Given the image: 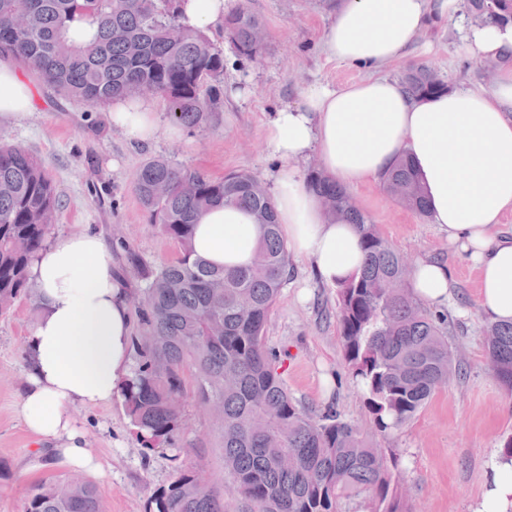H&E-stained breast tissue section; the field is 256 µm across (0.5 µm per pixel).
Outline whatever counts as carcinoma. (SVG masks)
Wrapping results in <instances>:
<instances>
[{
	"label": "carcinoma",
	"mask_w": 512,
	"mask_h": 512,
	"mask_svg": "<svg viewBox=\"0 0 512 512\" xmlns=\"http://www.w3.org/2000/svg\"><path fill=\"white\" fill-rule=\"evenodd\" d=\"M187 0H0V56L36 71L62 95L90 105L159 96L186 128L213 122L221 107L224 52L204 31L182 22ZM476 24L512 21V0H467ZM261 18L237 0L222 34L236 55L255 61L265 38ZM407 92L448 90L436 71L411 65ZM308 188L331 216L355 225L365 255L360 272L336 287L344 359L362 386L381 432L409 422L453 374L438 318L421 309L407 285L408 260L381 237L347 191L311 166ZM134 191L150 222L181 247L153 266L123 238L112 241L117 273L132 278L138 321L131 377L121 396L132 431L147 450L179 458L186 426L187 378L197 407L213 413L224 451L227 489L240 512H340L356 499L368 512H408L399 475L354 425L332 408L316 414L288 394L264 330L288 280L289 254L272 196L244 171L214 179L167 159L143 162ZM384 190L419 216L426 193L409 160L400 159ZM252 213L261 236L250 265L220 268L193 254L196 218L213 205ZM59 208L53 179L27 149L0 143V314L30 295L28 269L51 238ZM486 357L512 393V322L486 327ZM155 512H224L217 482L196 466L159 488ZM24 512H105L90 480L49 475L32 486Z\"/></svg>",
	"instance_id": "obj_1"
}]
</instances>
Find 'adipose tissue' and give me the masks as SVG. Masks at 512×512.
<instances>
[{"label": "adipose tissue", "instance_id": "1", "mask_svg": "<svg viewBox=\"0 0 512 512\" xmlns=\"http://www.w3.org/2000/svg\"><path fill=\"white\" fill-rule=\"evenodd\" d=\"M457 8L458 0H340L324 31L326 50L376 75L341 87L309 85L301 103L270 113L266 144L280 161L272 198L289 254L334 287L361 269V237L354 225L326 217L301 162L316 156L324 175L357 186L384 183L398 158L408 155L432 223L477 272L478 308L491 321L510 322L512 235L503 234L501 219L512 211V64L504 60L512 50V24L470 29L474 56L500 62L489 89L416 99L399 81L378 74ZM32 107L29 84L13 62L0 60V113ZM112 125L142 143L180 134L178 126L160 127L153 103L142 98L113 102ZM258 238L251 213L217 205L200 215L193 250L214 265L244 267ZM115 265L101 235L77 231L52 238L29 267L39 312L24 343L17 412L42 445L32 466L47 458L73 471L99 468L71 410L111 403L131 375L130 290L116 278ZM409 288L416 300L441 308L452 302L455 281L445 262L425 256L414 263ZM472 512H512V461H491Z\"/></svg>", "mask_w": 512, "mask_h": 512}]
</instances>
